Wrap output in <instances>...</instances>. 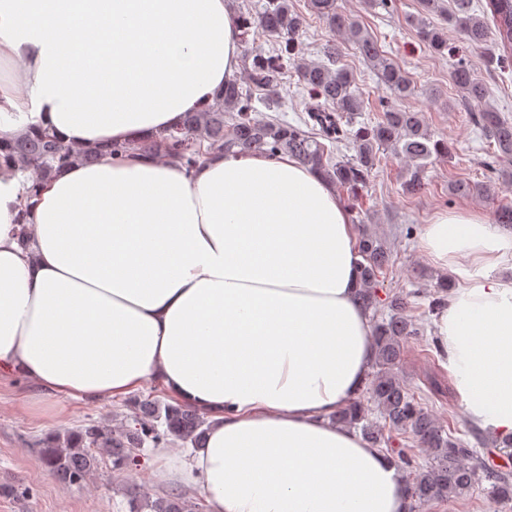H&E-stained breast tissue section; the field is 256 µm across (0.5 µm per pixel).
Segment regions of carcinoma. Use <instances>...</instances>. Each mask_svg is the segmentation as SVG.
<instances>
[{
    "mask_svg": "<svg viewBox=\"0 0 512 512\" xmlns=\"http://www.w3.org/2000/svg\"><path fill=\"white\" fill-rule=\"evenodd\" d=\"M308 8L311 15L350 36L380 86L396 98L413 93L407 73L364 28L345 15L338 0H308ZM487 8L492 27L486 18L472 13V0H454L449 17L469 46L480 48L491 41L502 50L499 56H490L488 64L508 66L512 64V0H487ZM238 19L244 44L245 81H225L224 90L210 109L187 113L179 128L143 139L136 143L137 148L147 154L174 158L188 168L213 148L241 156L264 154L275 158L288 154L349 191L355 199L377 166L379 153L389 150L411 162L404 190L417 194L425 188L428 161L448 157V142L435 139L423 114L409 109L389 106L378 121L358 122L356 115L363 108L362 95L343 66L333 69L322 62H311L297 67L299 84L313 100L307 116L300 118L301 125L276 118H256L257 102L269 111L282 109L280 83L288 66L303 50L305 17L288 0H254ZM415 25L421 40L433 53L442 55L448 50L446 27L430 25L422 19L416 20ZM251 35L265 37L271 48L266 51L250 45ZM451 79L465 101L479 107L473 122L492 146L493 158L512 159V123L485 106V84L474 77L469 64L462 60L453 68ZM329 143L343 144L353 149L355 155L338 160L327 149ZM128 148L127 144L111 143L72 149L42 134H25L0 142V152L12 157L36 179L51 176L56 164L62 166L72 160L93 164ZM361 256L357 301L363 310L374 313L382 302L379 277L389 265L390 251L381 239L364 233ZM451 289L448 281L439 282L429 304L430 312L436 314L442 309ZM386 307L388 317L373 320V374L365 385L368 402L380 410L384 425L376 427L368 422V407L360 399L336 412L334 421L361 430L363 437L377 447L389 444L392 434L404 438L397 466L405 472L402 486L409 500L408 512H416V508L430 502L459 498L481 480L491 483V494L497 500L512 501V475L489 471L479 452L453 436L400 381L395 369L404 343L419 331L406 314V299L392 296ZM205 434L206 421L193 408L146 398L139 402L133 424L119 433L103 425L89 424L47 436L41 462L62 483L73 485L83 481L95 467L98 451L110 456L112 469L120 473L138 466L140 451L145 448H164L175 441L200 448ZM421 452L429 457L424 465L418 462ZM127 504L128 512H192L191 505L178 492L156 500L132 492Z\"/></svg>",
    "mask_w": 512,
    "mask_h": 512,
    "instance_id": "cac0c4a2",
    "label": "carcinoma"
}]
</instances>
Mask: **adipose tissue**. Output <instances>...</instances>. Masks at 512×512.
Here are the masks:
<instances>
[{
  "mask_svg": "<svg viewBox=\"0 0 512 512\" xmlns=\"http://www.w3.org/2000/svg\"><path fill=\"white\" fill-rule=\"evenodd\" d=\"M240 49L225 0H0V141L130 145L38 182L0 159V367L43 400L153 381L210 414L182 464L207 512H408L394 461L329 421L373 363L335 188L288 155L133 148L211 106ZM420 249L459 281L433 328L466 418L511 437L512 231L444 211Z\"/></svg>",
  "mask_w": 512,
  "mask_h": 512,
  "instance_id": "adipose-tissue-1",
  "label": "adipose tissue"
}]
</instances>
